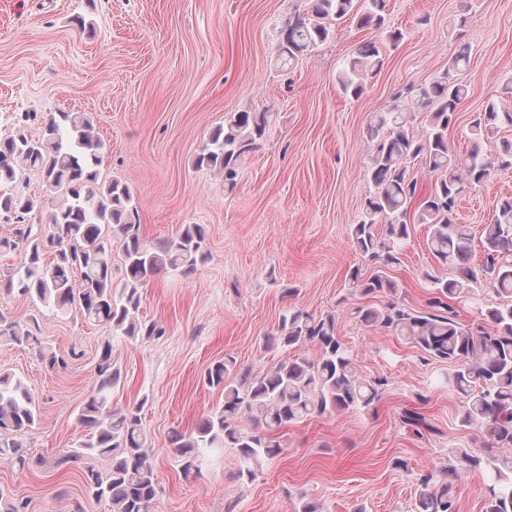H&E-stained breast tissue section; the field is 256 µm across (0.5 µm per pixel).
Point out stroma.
<instances>
[{
  "label": "stroma",
  "instance_id": "35a3bbf8",
  "mask_svg": "<svg viewBox=\"0 0 512 512\" xmlns=\"http://www.w3.org/2000/svg\"><path fill=\"white\" fill-rule=\"evenodd\" d=\"M305 0H0V137L25 112L89 115L107 144L100 177L134 194L140 234L155 242L181 225L208 229V258L191 277L170 273L144 291L140 317L164 336L129 340L79 315H57L0 291V315L37 318L40 335L68 368H46L31 351L0 337V372L35 394L40 423L24 444L38 466L18 471L0 459V492L27 512H108L85 492L86 469L107 474V457L81 466L56 461L82 435L75 417L96 385L103 342L122 381L112 405L145 399L161 486L155 512H411L418 473L441 475L448 451L482 448L479 432L461 427L460 396L445 383L448 365L425 361L402 339L372 331L355 307L382 305L349 283L351 268L371 265L350 236L371 185L368 125L403 86L428 84L459 45L470 63L457 78L467 87L448 139L459 157L470 149L471 122L487 102L512 108V0H390L388 23L402 31L384 45L383 66L359 98L345 96L337 74L376 31L350 19L292 66L278 61L279 31ZM90 23L77 29L74 19ZM241 111L267 112L270 127L239 168L234 189L195 159L211 130ZM512 195V167L492 168L459 203V223L480 231L498 200ZM427 225L410 229L401 263L390 270L405 303L430 296L422 277L434 260ZM293 287L295 296L281 290ZM336 313L338 334L360 375L388 386L375 413L353 411L308 420L281 432L282 453L252 479L236 478L232 449L205 453L200 474L184 479L169 442L222 403L204 380L214 361L234 357L259 371L281 354L265 347L289 305ZM427 395L420 403L419 395ZM420 409L432 425L403 424Z\"/></svg>",
  "mask_w": 512,
  "mask_h": 512
}]
</instances>
